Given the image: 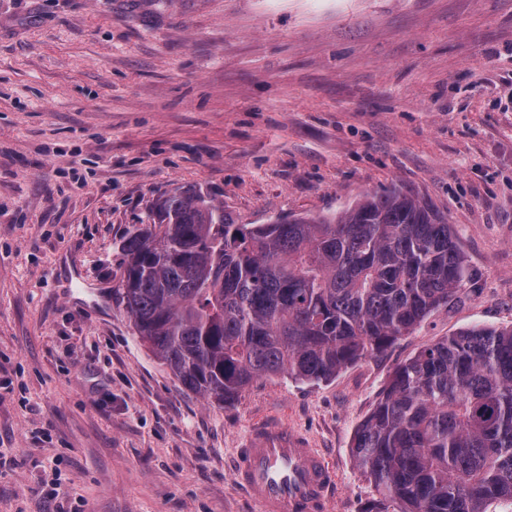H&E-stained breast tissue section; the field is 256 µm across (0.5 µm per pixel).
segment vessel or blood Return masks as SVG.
<instances>
[{
    "label": "vessel or blood",
    "mask_w": 512,
    "mask_h": 512,
    "mask_svg": "<svg viewBox=\"0 0 512 512\" xmlns=\"http://www.w3.org/2000/svg\"><path fill=\"white\" fill-rule=\"evenodd\" d=\"M232 476L264 512H327L333 468L296 430L264 422L239 449Z\"/></svg>",
    "instance_id": "vessel-or-blood-1"
}]
</instances>
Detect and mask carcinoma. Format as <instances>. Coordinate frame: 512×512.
Wrapping results in <instances>:
<instances>
[{
	"label": "carcinoma",
	"instance_id": "cac0c4a2",
	"mask_svg": "<svg viewBox=\"0 0 512 512\" xmlns=\"http://www.w3.org/2000/svg\"><path fill=\"white\" fill-rule=\"evenodd\" d=\"M122 249L113 294L137 336L184 388L221 403L263 377L319 383L384 352L467 275L448 219L397 187L271 224H238L176 188ZM351 453L381 512L512 504V327L464 330L400 365Z\"/></svg>",
	"mask_w": 512,
	"mask_h": 512
}]
</instances>
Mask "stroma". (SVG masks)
<instances>
[{
  "label": "stroma",
  "mask_w": 512,
  "mask_h": 512,
  "mask_svg": "<svg viewBox=\"0 0 512 512\" xmlns=\"http://www.w3.org/2000/svg\"><path fill=\"white\" fill-rule=\"evenodd\" d=\"M394 185L447 216L469 277L328 381L216 403L112 299L174 188L264 224ZM511 325L512 0H0V512H261L230 472L268 420L333 467L329 512H368L350 448L395 368Z\"/></svg>",
  "instance_id": "stroma-1"
}]
</instances>
